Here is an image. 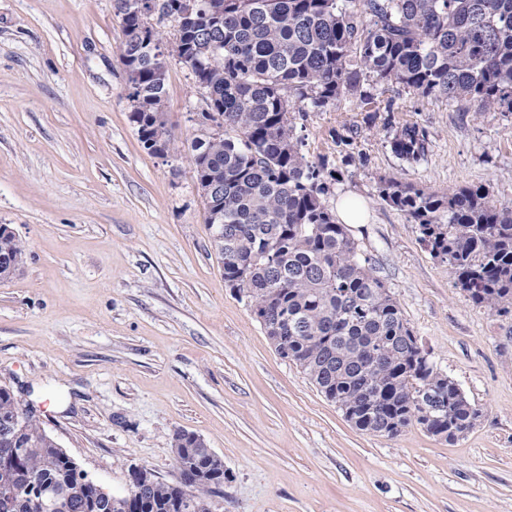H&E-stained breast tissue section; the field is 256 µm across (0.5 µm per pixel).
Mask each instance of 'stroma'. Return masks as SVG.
Instances as JSON below:
<instances>
[{
    "label": "stroma",
    "instance_id": "stroma-1",
    "mask_svg": "<svg viewBox=\"0 0 512 512\" xmlns=\"http://www.w3.org/2000/svg\"><path fill=\"white\" fill-rule=\"evenodd\" d=\"M113 0H0V224L28 248L0 280V384L79 464L125 493L128 469L178 479L176 431L230 479L213 512H512V313L473 305L383 180L445 194L485 186L512 208V112L396 83L307 108L296 133L368 221L350 225L430 360L481 411L456 441L353 427L224 282L190 162L205 103L167 65L171 145L145 150ZM428 132L426 161L390 150L384 121ZM356 129L351 144L335 132Z\"/></svg>",
    "mask_w": 512,
    "mask_h": 512
}]
</instances>
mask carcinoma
<instances>
[{"label":"carcinoma","instance_id":"1","mask_svg":"<svg viewBox=\"0 0 512 512\" xmlns=\"http://www.w3.org/2000/svg\"><path fill=\"white\" fill-rule=\"evenodd\" d=\"M118 51L133 84L130 122L149 153L147 129L167 125L164 34L144 22L151 0L122 9ZM214 0L183 23L168 57L209 95L201 135L191 143L196 183L214 186L208 228L224 281L247 304L278 355L294 363L347 421L399 436L418 424L453 441L481 417L458 385L422 357L400 305L328 196L336 170L313 163L295 137L292 97L313 108L369 83L395 82L423 95L512 112V0ZM391 151L426 159L427 134L384 123ZM380 197L418 225L432 257L448 263L477 306L512 311V209L482 185L438 195L384 182ZM27 249L0 225V279L15 275ZM433 406L432 418L420 416ZM179 481L143 466L131 492L101 496L79 481L66 452L32 411L0 385V512H212L228 474L204 440L173 437Z\"/></svg>","mask_w":512,"mask_h":512}]
</instances>
